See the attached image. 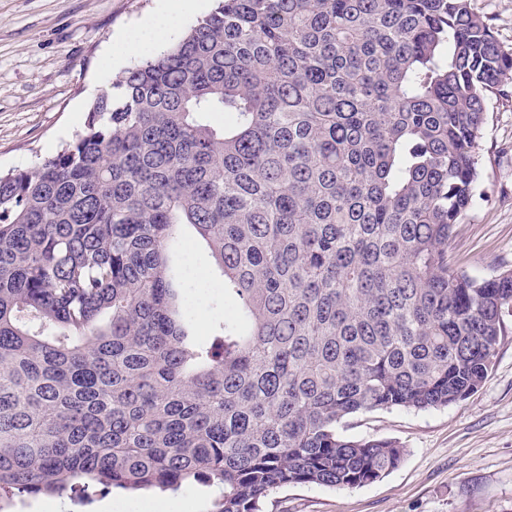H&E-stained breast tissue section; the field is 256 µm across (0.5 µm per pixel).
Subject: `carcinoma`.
Returning <instances> with one entry per match:
<instances>
[{"mask_svg":"<svg viewBox=\"0 0 512 512\" xmlns=\"http://www.w3.org/2000/svg\"><path fill=\"white\" fill-rule=\"evenodd\" d=\"M511 70L471 0H218L0 174V512L200 482L263 512L395 469L339 424L476 392L512 309L511 270L448 255ZM186 242L224 297L204 340Z\"/></svg>","mask_w":512,"mask_h":512,"instance_id":"obj_1","label":"carcinoma"}]
</instances>
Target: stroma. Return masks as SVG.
Segmentation results:
<instances>
[{
  "label": "stroma",
  "instance_id": "1",
  "mask_svg": "<svg viewBox=\"0 0 512 512\" xmlns=\"http://www.w3.org/2000/svg\"><path fill=\"white\" fill-rule=\"evenodd\" d=\"M167 0H0V171L30 170L81 128L94 99L140 62L118 37ZM478 198L450 241L473 276L512 269V73L486 102ZM491 373L446 407L346 419L340 434L384 438L401 463L354 488L290 485L265 512H512V313Z\"/></svg>",
  "mask_w": 512,
  "mask_h": 512
}]
</instances>
